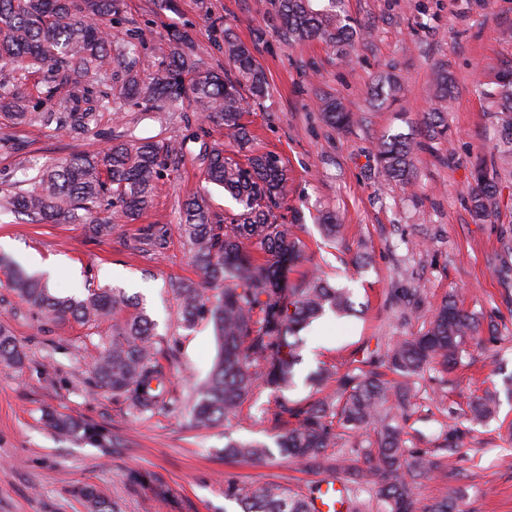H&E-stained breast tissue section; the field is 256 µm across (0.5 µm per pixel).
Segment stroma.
<instances>
[{"label": "stroma", "instance_id": "obj_1", "mask_svg": "<svg viewBox=\"0 0 512 512\" xmlns=\"http://www.w3.org/2000/svg\"><path fill=\"white\" fill-rule=\"evenodd\" d=\"M362 25L348 61L318 39L288 43L266 0H123L109 30L114 43L137 44L142 69L155 70L171 28L188 32L205 67L225 65L224 28L247 43L266 73L268 94L250 102L257 146L279 156L290 175L280 210L303 242V258L288 273L319 269L352 292L356 312L312 323L301 350L300 373L341 366L352 357L426 329L414 304L429 307L446 296L474 313L481 346L460 365L425 370L411 386L403 421L406 448L441 460L439 473L415 488L419 505L453 495L459 512H512V163L498 156L496 107L479 91L512 67V0H346ZM446 68L454 90L446 104L448 133H421L423 116L437 103L434 73ZM391 77L398 90L387 106L372 108L370 94ZM35 111L56 110L76 95L51 67L0 64ZM329 96L355 123L338 130L318 110ZM133 128L140 138H188L181 119L160 126L144 107L129 106L90 135L77 138L52 125L11 126L0 116V193L31 174L34 164L94 153L112 136ZM414 136L415 183L383 176L375 155L384 135ZM184 162L164 172L153 207L141 223L115 220L112 234L90 238L82 224H33L0 214V253L26 270L46 266L45 278L61 297L122 288L138 297L155 323L158 345L176 355L166 387L170 407L141 415L122 396L96 387L92 361L109 339L108 323H41L0 268V317L26 353L22 366L0 364V512H87L76 487H94L115 512H235L227 485L254 491L270 482L307 493L317 475L274 460L252 464L224 455L228 440L271 441L281 430L267 396L247 400L240 412L207 429L189 426L188 400L208 375L217 346L213 325L180 327L169 283L198 279L178 228L185 200L202 184L189 142ZM488 162L497 195L488 220L472 213V173ZM343 230L336 241L320 232L324 216ZM167 224L162 252L144 255L130 245L140 224ZM497 394L499 407L481 424L468 419L470 400ZM95 426L98 441L61 435L47 413Z\"/></svg>", "mask_w": 512, "mask_h": 512}]
</instances>
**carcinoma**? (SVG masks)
<instances>
[{"label": "carcinoma", "instance_id": "obj_1", "mask_svg": "<svg viewBox=\"0 0 512 512\" xmlns=\"http://www.w3.org/2000/svg\"><path fill=\"white\" fill-rule=\"evenodd\" d=\"M280 21L282 36L290 41L320 38L348 57L344 47L357 22L345 14V0H268ZM121 0H0V61H21L30 69L55 66L65 81L105 86L110 78L111 39L106 22L120 13ZM222 71L205 69L190 51L187 32L168 33L165 60L153 74L142 78L135 71L137 46L129 41L121 61L128 79L115 108L132 102L158 112V119L187 118L192 112L204 124L224 131L227 146L209 141L210 132L194 133L200 143L197 160L208 184L231 195L239 211L218 219L210 210L204 188L184 202L180 231L190 245L191 258L201 281L177 279L171 283L177 300V320L191 328L200 319L214 327L218 355L206 381L197 391L190 425L206 428L239 411L249 398L271 391L274 415L283 423L274 436L275 447L261 440L224 445V455L261 462L280 457L331 477L344 475L345 512H457L456 498L446 497L419 511L414 488L434 475L440 465L403 447L401 421L406 416L401 386L387 373L404 379L420 376L430 363L457 364L466 340L477 331L472 317L452 299L444 300L430 315L420 336H404L360 359L346 362L336 394L304 406H290L279 393L294 384L300 332L326 312L349 314L354 303L349 293L332 286L319 274L297 282L288 280V267L302 255L300 239L278 222L275 210L286 196L288 170L270 152L249 149L252 134L245 121L244 92L262 98L267 82L250 48L224 32ZM496 88L481 93L497 104L498 120L506 143L512 147V68L503 71ZM0 111L14 124L43 126L53 122L84 136L102 115L80 108L74 100L59 103L57 112H30L15 92H0ZM320 112L330 125L348 128L354 117L331 99L321 100ZM430 138L447 132L444 111L425 113ZM187 140L152 141L134 130L112 138L94 155H73L62 162L34 167V188L19 187L0 196V212L22 214L33 224L87 225L94 238L112 234V218L99 217L113 209L133 223L152 207L160 172L179 166ZM413 144L401 134L385 136L376 160L389 178L411 182L416 178ZM495 186L483 176L475 179L471 202L479 220L489 217ZM170 225L148 224L139 229L130 248L139 253L163 250ZM13 290L46 322L74 321L86 325L112 318V342L94 362L100 387L122 395L139 414L168 405L163 388L165 367L154 341V323L139 302L120 288L89 291L83 299L53 295L42 281L21 269L11 275ZM222 285L219 293L205 295L203 285ZM25 353L13 334L0 323V364L18 367ZM496 398L487 395L472 402L471 419L483 422L495 412ZM371 428L376 441L357 445L342 455L328 453L336 444V428ZM378 487L376 502L362 497ZM319 486L306 495L281 483L249 492L234 485L224 497L241 512H317ZM90 512H114L93 488L79 489Z\"/></svg>", "mask_w": 512, "mask_h": 512}]
</instances>
